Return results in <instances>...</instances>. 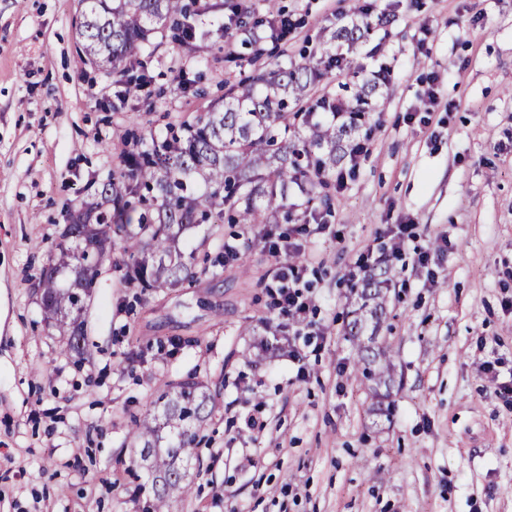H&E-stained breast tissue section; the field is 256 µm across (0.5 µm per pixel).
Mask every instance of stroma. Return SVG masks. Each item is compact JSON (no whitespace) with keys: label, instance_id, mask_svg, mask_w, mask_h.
Listing matches in <instances>:
<instances>
[{"label":"stroma","instance_id":"35a3bbf8","mask_svg":"<svg viewBox=\"0 0 512 512\" xmlns=\"http://www.w3.org/2000/svg\"><path fill=\"white\" fill-rule=\"evenodd\" d=\"M368 2L395 20L346 51L326 89L368 76L378 44L393 73L331 232L302 239L325 340L300 381L266 346L276 266L247 246L246 224L189 231L182 250L209 264L180 288L128 286L113 252L84 313V355L65 353L39 302L71 210L119 164L112 143L206 111L250 70L239 33L158 40L137 57L148 85L123 95L115 72L78 60L81 0H0V512H135L130 494L149 479L127 470L130 422L160 415L154 400L180 382L215 401L193 493L170 512H512V404L495 394L512 380V0ZM278 4L295 58L323 57L349 9ZM388 224L411 231L389 264L391 327L376 343L397 384L379 401L355 378L345 273L365 249L390 251ZM258 404L267 424L253 433L243 417Z\"/></svg>","mask_w":512,"mask_h":512}]
</instances>
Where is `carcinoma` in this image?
I'll use <instances>...</instances> for the list:
<instances>
[{"label": "carcinoma", "instance_id": "cac0c4a2", "mask_svg": "<svg viewBox=\"0 0 512 512\" xmlns=\"http://www.w3.org/2000/svg\"><path fill=\"white\" fill-rule=\"evenodd\" d=\"M78 24L80 59L111 68L137 55L158 34L191 44L198 23L184 0H82ZM354 22L336 28L333 38L354 45L365 39L374 20L353 6ZM280 60L252 70L229 84L222 102L179 126L162 139H146L134 131L114 145L120 167L102 184L99 202H82L71 212L69 230L99 247H119L126 277L140 288H176L193 277L195 253L179 247L188 228L200 224H280L305 219L288 201L315 190L325 214L336 203L333 178L345 157V139L368 112L376 87L355 88L351 122L336 127L333 119L315 118L331 99L315 95L326 76L308 58L297 63L288 48ZM105 258L96 250L78 249L75 240L57 242L41 273L38 287L47 319L67 337V349L83 350L84 332L72 315L91 298L94 279ZM389 272L366 281L356 293L357 308L346 335L356 347L355 377L378 391L392 382L391 355L374 345L386 318L385 290ZM370 333L368 340L361 337ZM161 418L133 421L129 432L128 469L147 470L151 492L137 486L132 498L138 512H167L169 502L191 494L188 463L202 441L211 394L198 383H178L161 394Z\"/></svg>", "mask_w": 512, "mask_h": 512}]
</instances>
